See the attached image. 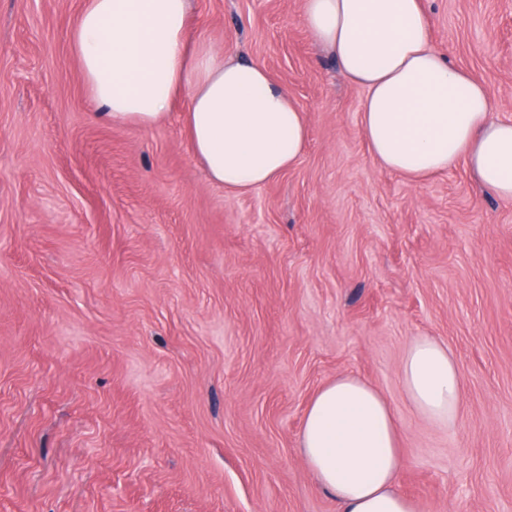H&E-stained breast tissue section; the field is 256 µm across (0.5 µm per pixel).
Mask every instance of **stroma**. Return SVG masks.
<instances>
[{"label":"stroma","mask_w":512,"mask_h":512,"mask_svg":"<svg viewBox=\"0 0 512 512\" xmlns=\"http://www.w3.org/2000/svg\"><path fill=\"white\" fill-rule=\"evenodd\" d=\"M303 2L191 0L193 37L265 65L308 124L241 194L200 167L184 99L150 129L95 119L84 0H0V512H337L299 440L343 373L392 405L403 494L512 512V200L462 160L385 169ZM424 5L433 50L511 120L512 0ZM418 336L457 361L452 427L404 395Z\"/></svg>","instance_id":"35a3bbf8"}]
</instances>
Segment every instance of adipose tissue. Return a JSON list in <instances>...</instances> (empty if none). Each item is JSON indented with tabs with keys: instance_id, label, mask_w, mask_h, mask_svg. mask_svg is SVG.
<instances>
[{
	"instance_id": "ef3b65f1",
	"label": "adipose tissue",
	"mask_w": 512,
	"mask_h": 512,
	"mask_svg": "<svg viewBox=\"0 0 512 512\" xmlns=\"http://www.w3.org/2000/svg\"><path fill=\"white\" fill-rule=\"evenodd\" d=\"M190 0H85L71 32L87 92L115 125L149 129L186 97L190 147L209 179L247 192L292 168L307 141L302 112L263 66L195 42ZM304 23L347 81L362 88L361 126L388 170L420 180L465 160L479 186L512 198V122L484 87L430 46L422 0H304ZM401 381L425 419L451 426L463 399L452 353L415 337ZM300 448L339 512H425L402 493L399 425L389 401L352 374L308 405Z\"/></svg>"
}]
</instances>
